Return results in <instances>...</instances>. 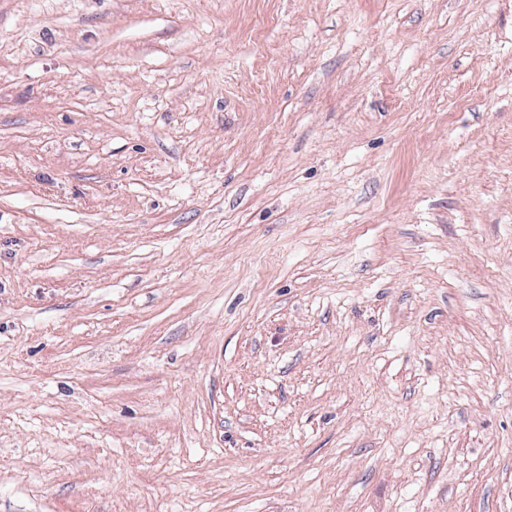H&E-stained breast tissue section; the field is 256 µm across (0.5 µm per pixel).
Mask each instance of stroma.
I'll list each match as a JSON object with an SVG mask.
<instances>
[{
  "label": "stroma",
  "mask_w": 512,
  "mask_h": 512,
  "mask_svg": "<svg viewBox=\"0 0 512 512\" xmlns=\"http://www.w3.org/2000/svg\"><path fill=\"white\" fill-rule=\"evenodd\" d=\"M0 512H512V0H0Z\"/></svg>",
  "instance_id": "1"
}]
</instances>
